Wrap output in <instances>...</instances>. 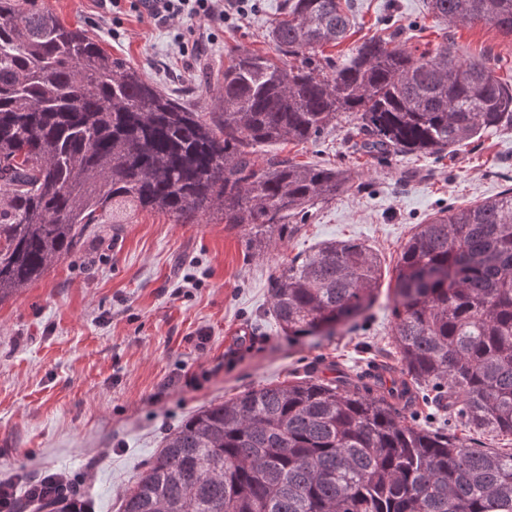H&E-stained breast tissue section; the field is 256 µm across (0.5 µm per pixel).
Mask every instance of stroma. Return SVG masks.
I'll list each match as a JSON object with an SVG mask.
<instances>
[{
    "label": "stroma",
    "mask_w": 512,
    "mask_h": 512,
    "mask_svg": "<svg viewBox=\"0 0 512 512\" xmlns=\"http://www.w3.org/2000/svg\"><path fill=\"white\" fill-rule=\"evenodd\" d=\"M68 27L203 116L219 109L216 77L233 52L274 54L270 31L282 0H255L225 24L183 19L161 26L103 0H36ZM351 29L318 54L345 60L366 38L394 34L420 53L441 42L489 65L512 85V40L489 23L443 26L426 0H348ZM213 41L195 62L182 49L199 29ZM343 114L314 142L258 146L307 165L343 163L350 182L316 205L304 224L250 249L243 227L210 212L190 223L137 211L123 224H94L78 250L0 303V475L28 486L66 473L91 512H119L163 438L204 405L238 392L337 369L397 361L387 296L402 245L439 211L481 202L512 187V126L442 156L356 153ZM354 239L377 256L373 306L356 321L288 339L270 313L272 278L317 244ZM193 278L197 287H186Z\"/></svg>",
    "instance_id": "1"
}]
</instances>
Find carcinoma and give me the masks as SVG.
Listing matches in <instances>:
<instances>
[{
	"instance_id": "1",
	"label": "carcinoma",
	"mask_w": 512,
	"mask_h": 512,
	"mask_svg": "<svg viewBox=\"0 0 512 512\" xmlns=\"http://www.w3.org/2000/svg\"><path fill=\"white\" fill-rule=\"evenodd\" d=\"M439 24L492 23L512 0H427ZM342 0H283L278 57L229 56L219 111L183 99L29 0H0V302L77 250L92 224L137 210L188 222L211 209L255 238L348 184L343 163L302 167L258 145L316 140L344 112L375 156L441 154L512 125V85L448 42L420 54L371 37L316 59L350 29ZM301 58L300 64L290 62ZM377 257L318 245L271 283L291 336L356 320L376 298ZM394 367L307 375L201 407L164 439L119 512H512V448L466 446L409 423L420 393L474 434L512 436V187L419 224L396 266ZM70 512L69 494L26 498Z\"/></svg>"
}]
</instances>
